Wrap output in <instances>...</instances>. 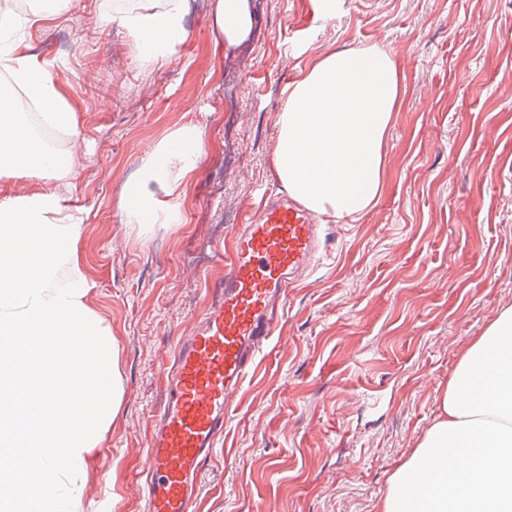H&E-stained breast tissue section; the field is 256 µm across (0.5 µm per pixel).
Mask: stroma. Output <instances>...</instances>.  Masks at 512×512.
Wrapping results in <instances>:
<instances>
[{
    "instance_id": "obj_1",
    "label": "stroma",
    "mask_w": 512,
    "mask_h": 512,
    "mask_svg": "<svg viewBox=\"0 0 512 512\" xmlns=\"http://www.w3.org/2000/svg\"><path fill=\"white\" fill-rule=\"evenodd\" d=\"M227 46L212 0H188L164 65L130 54L112 0H72L16 39L81 114L75 177L55 187L85 228L90 304L112 325L121 409L91 453L75 512H145L161 370L213 304L224 247L267 190L284 90L338 49L386 44L403 96L383 190L288 290L271 344L198 479V512H376L432 424L460 351L512 306V0H249ZM203 130L180 219L123 224L122 185L182 124Z\"/></svg>"
}]
</instances>
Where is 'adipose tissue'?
Instances as JSON below:
<instances>
[{"instance_id":"obj_1","label":"adipose tissue","mask_w":512,"mask_h":512,"mask_svg":"<svg viewBox=\"0 0 512 512\" xmlns=\"http://www.w3.org/2000/svg\"><path fill=\"white\" fill-rule=\"evenodd\" d=\"M186 2L115 0L112 17L137 58L164 64L185 35ZM215 21L227 45L240 43L251 25L247 0H215ZM0 67L41 107L43 127L78 138V112L20 42L0 44ZM401 77L392 49L376 43L324 55L299 71L286 88L270 159L292 197L344 222L376 205ZM200 147L193 124L153 143L138 178L121 189L123 223L176 222L177 207L153 189L179 196ZM75 172L73 154L53 150L9 101H0V174L59 179ZM83 234L56 191L0 197V399L13 401L0 409V457L12 453L13 423L22 421L45 487L30 497L15 472L0 470V507L12 512H66L69 492L85 479L91 451L123 400L112 326L87 302ZM53 322L64 342L51 341ZM49 446L62 448L60 463L44 460ZM378 512H512V307L460 353L438 415L391 474Z\"/></svg>"}]
</instances>
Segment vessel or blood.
<instances>
[{"label":"vessel or blood","mask_w":512,"mask_h":512,"mask_svg":"<svg viewBox=\"0 0 512 512\" xmlns=\"http://www.w3.org/2000/svg\"><path fill=\"white\" fill-rule=\"evenodd\" d=\"M322 227L287 196L247 215L224 251L213 305L179 337L163 370L145 478L147 512H196V479L213 456L236 395L281 320L288 290L311 268Z\"/></svg>","instance_id":"b4317fda"}]
</instances>
